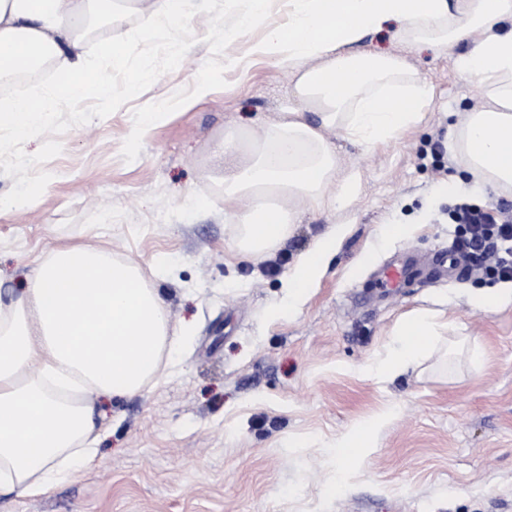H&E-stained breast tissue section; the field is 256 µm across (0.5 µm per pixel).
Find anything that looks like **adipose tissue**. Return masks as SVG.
Instances as JSON below:
<instances>
[{"label":"adipose tissue","instance_id":"obj_1","mask_svg":"<svg viewBox=\"0 0 512 512\" xmlns=\"http://www.w3.org/2000/svg\"><path fill=\"white\" fill-rule=\"evenodd\" d=\"M193 5L0 0V79L19 64L46 63L65 80L36 98L0 104V127L32 136L68 84L113 99L111 83L85 70L83 28L91 18L116 25L133 15L146 36ZM387 27L399 51L363 48L368 34ZM421 45L436 54L457 49V69L483 89L453 128L464 171L481 191H512V0H288L287 23L256 47L287 67V105L262 124L225 128L211 148L208 177L224 194L237 254L258 257L282 244L300 206L351 213L360 176L341 166L328 134L340 128L351 143L376 146L421 126L434 93L407 56ZM347 231L346 222L336 223L300 257L277 314L304 301ZM439 329L428 312L403 316L374 375L391 378L420 366L441 344L461 345V337L442 339ZM180 340L141 265L92 244L52 249L28 287L0 301V497L41 494L89 471L103 427L99 398L141 394ZM393 416L385 408L356 422L337 439L336 460L363 458Z\"/></svg>","mask_w":512,"mask_h":512}]
</instances>
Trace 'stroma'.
Returning <instances> with one entry per match:
<instances>
[{"label":"stroma","mask_w":512,"mask_h":512,"mask_svg":"<svg viewBox=\"0 0 512 512\" xmlns=\"http://www.w3.org/2000/svg\"><path fill=\"white\" fill-rule=\"evenodd\" d=\"M208 19L193 17L196 42L176 70L61 135L37 202L0 210V291L27 288L59 244L101 243L118 258L161 266L153 283L169 321L191 328L156 386L103 401L111 427L89 472L41 495L1 497L0 512H512V304L483 311L473 301L503 280L472 267L445 282L410 276L388 291L373 275L453 250L455 204L512 210V195L437 194L460 173L448 130L462 105L478 102L477 80L452 56L419 51L411 63L435 94L421 127L377 148L329 133L362 192L337 255L306 302L281 317L273 309L287 298L292 266L339 216L304 208L280 247L241 259L205 165L225 125L273 119L288 101L287 69L254 51L267 27L287 22V0H274L267 27L226 49L236 61L227 87L150 126L133 162L121 154L135 108L193 88L211 56ZM190 197L204 206H186ZM386 224L411 231L384 243ZM414 310L436 313L480 360L461 355L448 370L433 356L393 380L374 377L375 356ZM389 406L395 415L352 465L346 494L328 496L336 438Z\"/></svg>","instance_id":"1"}]
</instances>
